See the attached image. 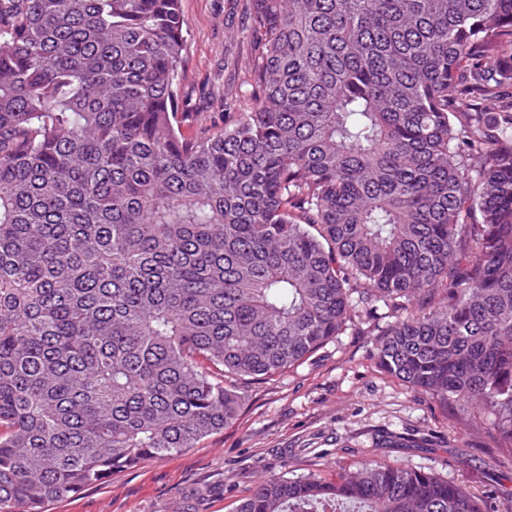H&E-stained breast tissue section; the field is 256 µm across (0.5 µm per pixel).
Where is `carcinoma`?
<instances>
[{"label": "carcinoma", "mask_w": 512, "mask_h": 512, "mask_svg": "<svg viewBox=\"0 0 512 512\" xmlns=\"http://www.w3.org/2000/svg\"><path fill=\"white\" fill-rule=\"evenodd\" d=\"M181 0H0V512L233 421L356 309L512 451V0H250L251 107L180 131ZM236 512H485L430 471Z\"/></svg>", "instance_id": "carcinoma-1"}]
</instances>
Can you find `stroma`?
<instances>
[{
  "label": "stroma",
  "mask_w": 512,
  "mask_h": 512,
  "mask_svg": "<svg viewBox=\"0 0 512 512\" xmlns=\"http://www.w3.org/2000/svg\"><path fill=\"white\" fill-rule=\"evenodd\" d=\"M186 24L179 119L185 136L224 127L245 111L249 0H181ZM384 312L353 316L345 331L283 374L239 381L237 418L197 447L150 458L54 503L49 512H236L258 479L335 478L363 464L424 468L465 486L487 512H512V453L480 419L440 406L377 363ZM420 440L380 448L379 436Z\"/></svg>",
  "instance_id": "35a3bbf8"
}]
</instances>
